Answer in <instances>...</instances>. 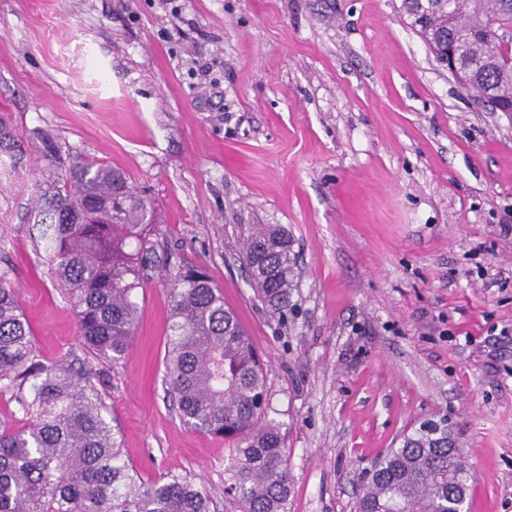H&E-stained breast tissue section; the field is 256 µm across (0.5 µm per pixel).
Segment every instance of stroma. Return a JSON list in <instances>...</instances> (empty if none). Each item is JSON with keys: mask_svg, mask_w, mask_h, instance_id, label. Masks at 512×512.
Returning <instances> with one entry per match:
<instances>
[{"mask_svg": "<svg viewBox=\"0 0 512 512\" xmlns=\"http://www.w3.org/2000/svg\"><path fill=\"white\" fill-rule=\"evenodd\" d=\"M0 125V268L45 357L83 353L30 203L78 151L132 176L251 337L289 512H356L364 469L443 418L470 512H512V113L437 66L401 0H0ZM252 224L292 241L287 322L241 263ZM169 288L138 290L102 395L142 480L220 491L228 443L167 395Z\"/></svg>", "mask_w": 512, "mask_h": 512, "instance_id": "1", "label": "stroma"}]
</instances>
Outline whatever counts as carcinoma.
Segmentation results:
<instances>
[{
	"label": "carcinoma",
	"instance_id": "carcinoma-1",
	"mask_svg": "<svg viewBox=\"0 0 512 512\" xmlns=\"http://www.w3.org/2000/svg\"><path fill=\"white\" fill-rule=\"evenodd\" d=\"M459 18L493 30L512 25L503 0H453ZM490 43L467 44L475 68L468 90L493 87L512 111V75L491 62ZM38 238L50 273L74 309L87 362L47 360L37 350L7 270H0V397L14 404L15 428L0 423V512H216L214 494L168 473L145 483L123 455L98 385L103 367L126 353L136 330L133 300L151 272H168L171 315L163 366L182 421L230 444L224 493L240 512H287L292 489L280 426L268 419L263 367L247 332L224 306L203 266L158 263L151 202L130 175L81 153L35 199ZM242 260L257 296L288 313L296 277L288 232L254 224ZM358 512H448L449 496L472 481L448 425L428 421L374 462Z\"/></svg>",
	"mask_w": 512,
	"mask_h": 512
}]
</instances>
